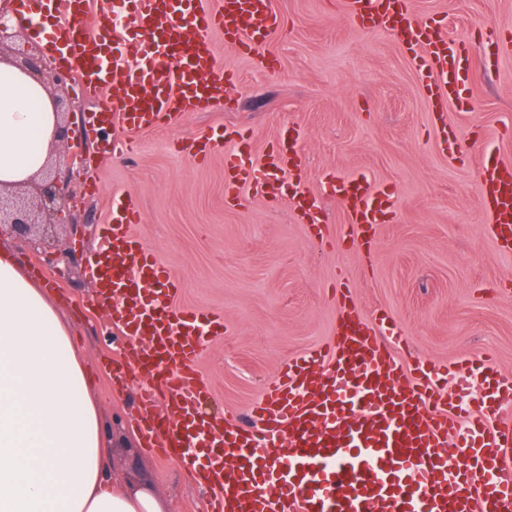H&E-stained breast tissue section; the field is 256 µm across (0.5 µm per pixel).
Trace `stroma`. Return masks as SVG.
<instances>
[{"label": "stroma", "instance_id": "35a3bbf8", "mask_svg": "<svg viewBox=\"0 0 512 512\" xmlns=\"http://www.w3.org/2000/svg\"><path fill=\"white\" fill-rule=\"evenodd\" d=\"M448 36L472 34L465 109L449 107L434 124L404 46L386 30L366 32L344 16V0H271L281 19L264 44L276 71L211 34L217 65L236 77L222 108L191 112L179 123L137 134L138 151L112 157L103 137L87 135L83 113L105 110L70 84L62 96L73 134L56 154L84 141L85 174L72 183L89 234L57 225V247L76 265L58 271L40 258L41 243L0 236L30 275L56 299L89 372L106 425L117 485L151 481L172 512H207L209 491L174 460L150 450L130 424L140 378L116 386L103 372L113 351L109 309L98 302L86 260L98 244L113 196L134 194L141 221L131 231L179 279L175 309L223 315L224 332L210 337L196 371L206 383L209 414L248 419L262 386L288 359L333 339L337 289L347 290L365 320L387 314L399 341L392 355L451 366L490 359L512 379V250L492 232L476 193L485 155L512 163V54L490 63L481 48L512 30V0H411ZM244 129L259 159L297 137L301 180L284 181L279 198L246 193L224 201V154L198 162L177 148L200 132ZM361 173L391 196L377 244L365 249L346 234L336 177ZM302 185L316 199L323 230L299 217L288 198Z\"/></svg>", "mask_w": 512, "mask_h": 512}]
</instances>
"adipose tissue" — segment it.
Masks as SVG:
<instances>
[{
  "label": "adipose tissue",
  "mask_w": 512,
  "mask_h": 512,
  "mask_svg": "<svg viewBox=\"0 0 512 512\" xmlns=\"http://www.w3.org/2000/svg\"><path fill=\"white\" fill-rule=\"evenodd\" d=\"M55 128L43 86L0 63V182L39 171ZM85 385L55 304L0 249V512H170L151 484L113 485Z\"/></svg>",
  "instance_id": "obj_1"
}]
</instances>
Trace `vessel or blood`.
I'll return each mask as SVG.
<instances>
[{
  "label": "vessel or blood",
  "instance_id": "b4317fda",
  "mask_svg": "<svg viewBox=\"0 0 512 512\" xmlns=\"http://www.w3.org/2000/svg\"><path fill=\"white\" fill-rule=\"evenodd\" d=\"M350 22L364 31L395 33L412 54L427 87V107L442 120L446 104L464 106L472 46L442 35L434 17H413L407 0H346ZM31 10L55 19L49 52L77 74L89 97L108 94L112 106L86 115L90 126L121 127L110 143L124 156L134 134L173 126L190 112L223 102L232 83L218 71L209 34L255 55L259 68L276 60L260 53L278 20L268 0H30ZM121 14L125 26L96 30L90 10ZM183 150L204 159L224 152V196L264 190L299 177L295 148L252 159L249 137L197 135ZM348 222L371 244L383 221L382 191L362 175L339 179ZM479 199L492 227L512 241V166L479 164ZM140 211L132 194L114 198L89 274L111 319L136 355L114 353L119 381L142 380L132 419L146 445L175 456L212 492L208 512H512V381L485 364H462L460 384L480 381L484 395L472 409L444 392L447 367L415 358L397 360L386 348L382 323L361 319L348 297L338 301L335 339L288 362L255 401L251 424L230 423L199 411L205 396L195 364L205 333L224 319L195 309L170 308L178 279L130 232ZM460 453L449 465L451 447Z\"/></svg>",
  "mask_w": 512,
  "mask_h": 512
}]
</instances>
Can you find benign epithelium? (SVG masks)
<instances>
[{
    "instance_id": "7a95c632",
    "label": "benign epithelium",
    "mask_w": 512,
    "mask_h": 512,
    "mask_svg": "<svg viewBox=\"0 0 512 512\" xmlns=\"http://www.w3.org/2000/svg\"><path fill=\"white\" fill-rule=\"evenodd\" d=\"M19 31L8 24L7 11L0 8V63L7 60L25 75L42 81L45 65L43 58L26 52L18 60L9 59L6 54H15ZM70 76L57 71L52 74L54 89H46L52 112L56 116L57 139L68 134L62 119L63 99L58 91L65 88ZM82 154L74 152L58 160L48 159L43 168L26 181L12 187L0 185V234L6 232L19 240L35 238L40 227L58 221L82 234L89 225L77 223L76 211L70 209L71 183L80 173Z\"/></svg>"
}]
</instances>
